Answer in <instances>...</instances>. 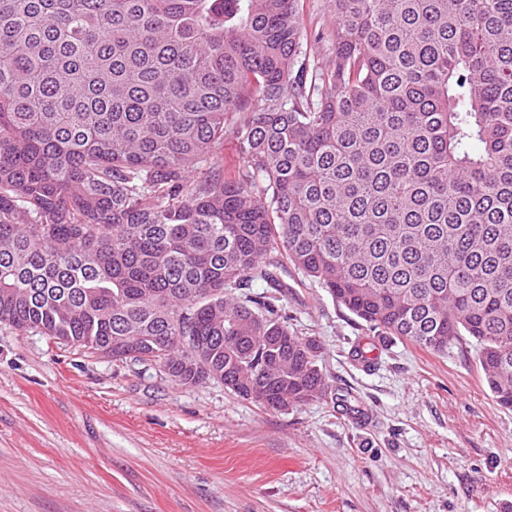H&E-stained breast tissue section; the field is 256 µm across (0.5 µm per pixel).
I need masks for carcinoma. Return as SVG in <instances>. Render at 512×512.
I'll list each match as a JSON object with an SVG mask.
<instances>
[{
	"label": "carcinoma",
	"instance_id": "cac0c4a2",
	"mask_svg": "<svg viewBox=\"0 0 512 512\" xmlns=\"http://www.w3.org/2000/svg\"><path fill=\"white\" fill-rule=\"evenodd\" d=\"M298 2L0 0V324L281 412L321 345L235 290L291 264L384 336L468 337L512 408V0H328L303 59ZM232 131V126L229 125L227 134L224 136V143L217 146L213 155V163H219L224 169V174L242 165V160L236 151V140Z\"/></svg>",
	"mask_w": 512,
	"mask_h": 512
}]
</instances>
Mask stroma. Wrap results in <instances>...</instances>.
Wrapping results in <instances>:
<instances>
[{
  "mask_svg": "<svg viewBox=\"0 0 512 512\" xmlns=\"http://www.w3.org/2000/svg\"><path fill=\"white\" fill-rule=\"evenodd\" d=\"M301 2V52L327 50L326 0ZM285 280L328 382L285 413L0 325V512H506L512 410L474 344L381 338L301 271Z\"/></svg>",
  "mask_w": 512,
  "mask_h": 512,
  "instance_id": "stroma-1",
  "label": "stroma"
}]
</instances>
